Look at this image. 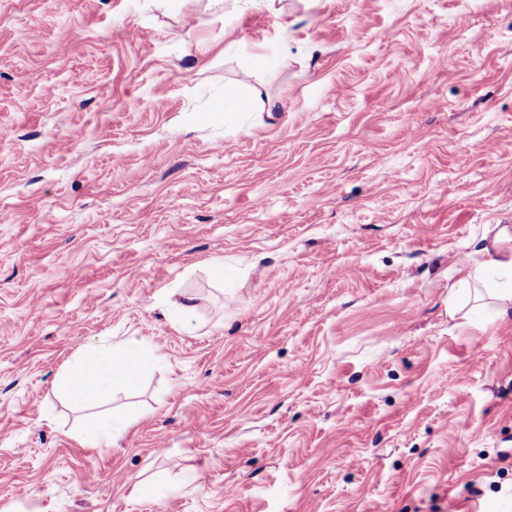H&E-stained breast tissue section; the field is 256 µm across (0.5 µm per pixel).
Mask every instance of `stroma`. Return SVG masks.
<instances>
[{"label":"stroma","mask_w":512,"mask_h":512,"mask_svg":"<svg viewBox=\"0 0 512 512\" xmlns=\"http://www.w3.org/2000/svg\"><path fill=\"white\" fill-rule=\"evenodd\" d=\"M498 228L512 0H0V512H512ZM245 102L246 106L241 103ZM253 93L245 86H228L224 88V101L220 109L224 112H246L252 108ZM488 259L483 263L487 268H492L498 273L496 281L484 285L485 291L490 297L502 302H512V251L507 253L496 249L492 254L488 248L483 249ZM152 361V353L143 340L133 339L119 347L102 343L82 352L79 367L66 371L63 387L76 402L129 389Z\"/></svg>","instance_id":"35a3bbf8"}]
</instances>
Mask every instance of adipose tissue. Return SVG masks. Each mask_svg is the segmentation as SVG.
<instances>
[{
  "mask_svg": "<svg viewBox=\"0 0 512 512\" xmlns=\"http://www.w3.org/2000/svg\"><path fill=\"white\" fill-rule=\"evenodd\" d=\"M152 361V353L144 341L133 339L118 347L102 343L83 351L79 367L66 371L63 387L77 402L109 391L129 389Z\"/></svg>",
  "mask_w": 512,
  "mask_h": 512,
  "instance_id": "obj_1",
  "label": "adipose tissue"
}]
</instances>
